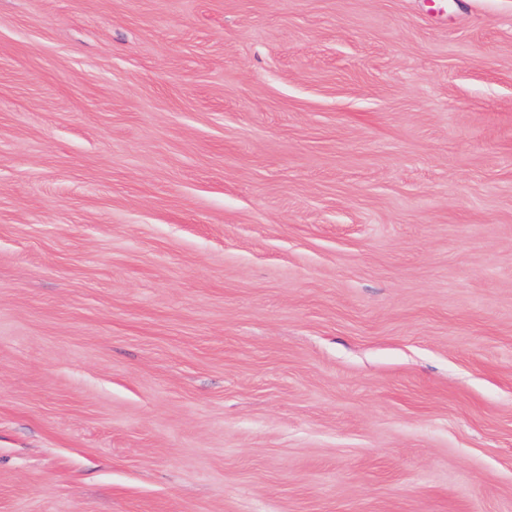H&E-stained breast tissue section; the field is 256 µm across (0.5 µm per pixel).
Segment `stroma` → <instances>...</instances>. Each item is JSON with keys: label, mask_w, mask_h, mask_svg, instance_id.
Listing matches in <instances>:
<instances>
[{"label": "stroma", "mask_w": 512, "mask_h": 512, "mask_svg": "<svg viewBox=\"0 0 512 512\" xmlns=\"http://www.w3.org/2000/svg\"><path fill=\"white\" fill-rule=\"evenodd\" d=\"M0 0V512H512V0Z\"/></svg>", "instance_id": "obj_1"}]
</instances>
